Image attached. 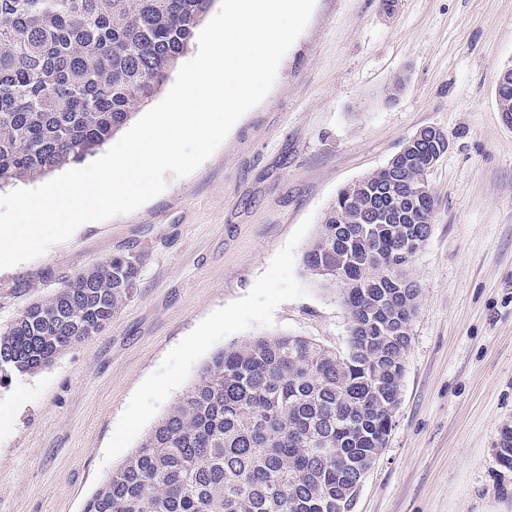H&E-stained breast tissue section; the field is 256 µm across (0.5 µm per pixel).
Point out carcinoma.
Here are the masks:
<instances>
[{"mask_svg":"<svg viewBox=\"0 0 512 512\" xmlns=\"http://www.w3.org/2000/svg\"><path fill=\"white\" fill-rule=\"evenodd\" d=\"M215 0H0V189L95 155L169 79ZM448 142H419L431 170ZM401 196L414 220L353 224L354 202ZM430 184L384 166L342 188L303 252L340 288L344 352L298 335L214 353L83 512H336L386 446L419 289L409 273L434 218ZM144 256L73 276L0 329V384L101 332L134 296ZM499 462L512 468V428Z\"/></svg>","mask_w":512,"mask_h":512,"instance_id":"1","label":"carcinoma"}]
</instances>
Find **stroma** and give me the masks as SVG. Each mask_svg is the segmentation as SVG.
Listing matches in <instances>:
<instances>
[{"label": "stroma", "mask_w": 512, "mask_h": 512, "mask_svg": "<svg viewBox=\"0 0 512 512\" xmlns=\"http://www.w3.org/2000/svg\"><path fill=\"white\" fill-rule=\"evenodd\" d=\"M508 66L512 0H315L268 95L197 170L0 269L3 327L96 263L145 257L97 336L0 386L2 405L27 393L0 431V512H82L218 349L291 334L346 351L348 311L303 250L342 187L428 126L449 146L411 264L419 305L354 512H512V469L496 456L512 426V123L495 98Z\"/></svg>", "instance_id": "obj_1"}]
</instances>
